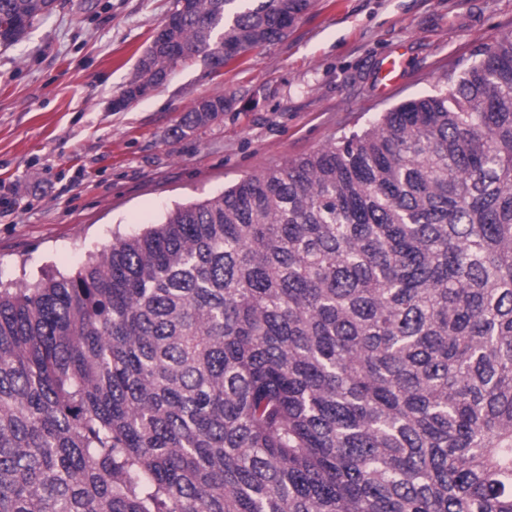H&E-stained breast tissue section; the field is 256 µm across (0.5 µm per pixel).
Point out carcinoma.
I'll use <instances>...</instances> for the list:
<instances>
[{
	"label": "carcinoma",
	"mask_w": 512,
	"mask_h": 512,
	"mask_svg": "<svg viewBox=\"0 0 512 512\" xmlns=\"http://www.w3.org/2000/svg\"><path fill=\"white\" fill-rule=\"evenodd\" d=\"M308 6L174 0L121 93ZM448 84L1 289L0 512H512V34Z\"/></svg>",
	"instance_id": "cac0c4a2"
}]
</instances>
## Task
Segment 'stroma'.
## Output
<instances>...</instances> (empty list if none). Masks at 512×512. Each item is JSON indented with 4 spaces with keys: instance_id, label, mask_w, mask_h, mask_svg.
I'll list each match as a JSON object with an SVG mask.
<instances>
[{
    "instance_id": "1",
    "label": "stroma",
    "mask_w": 512,
    "mask_h": 512,
    "mask_svg": "<svg viewBox=\"0 0 512 512\" xmlns=\"http://www.w3.org/2000/svg\"><path fill=\"white\" fill-rule=\"evenodd\" d=\"M172 4L59 0L0 46V281L75 273L115 237L445 87L457 63L512 33V0H310L285 38L222 75L181 64L113 111ZM396 50L406 69L384 91L379 68ZM217 92L231 99L224 116L177 138Z\"/></svg>"
}]
</instances>
